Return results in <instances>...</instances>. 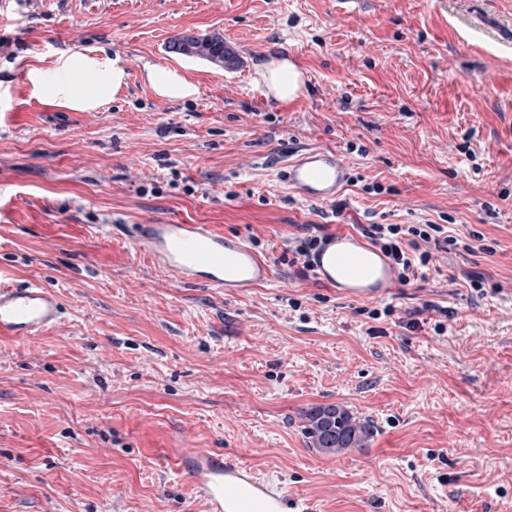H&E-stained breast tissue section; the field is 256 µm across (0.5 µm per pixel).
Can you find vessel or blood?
<instances>
[{"mask_svg": "<svg viewBox=\"0 0 512 512\" xmlns=\"http://www.w3.org/2000/svg\"><path fill=\"white\" fill-rule=\"evenodd\" d=\"M288 189L313 202L335 200L350 179L336 152L301 150L283 166ZM151 266L181 285L201 284L240 293L272 278L270 262L240 236L230 237L208 224L175 221L138 224ZM318 281L356 300L392 293L398 278L393 262L368 240L348 232L331 234L311 260ZM58 294L38 283H0V340L30 341L60 320ZM176 466L205 503L206 512H288L287 489L257 477L244 463L206 448L182 449Z\"/></svg>", "mask_w": 512, "mask_h": 512, "instance_id": "b4317fda", "label": "vessel or blood"}]
</instances>
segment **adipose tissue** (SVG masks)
<instances>
[{
    "label": "adipose tissue",
    "instance_id": "adipose-tissue-1",
    "mask_svg": "<svg viewBox=\"0 0 512 512\" xmlns=\"http://www.w3.org/2000/svg\"><path fill=\"white\" fill-rule=\"evenodd\" d=\"M145 79L161 98L193 97L198 88L177 70L160 65L144 68ZM26 78L32 94L45 104L72 112H93L112 102L126 86L128 72L120 59L100 47L57 53L49 65H31Z\"/></svg>",
    "mask_w": 512,
    "mask_h": 512
}]
</instances>
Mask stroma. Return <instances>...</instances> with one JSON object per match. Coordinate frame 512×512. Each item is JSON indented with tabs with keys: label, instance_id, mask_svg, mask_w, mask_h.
I'll list each match as a JSON object with an SVG mask.
<instances>
[{
	"label": "stroma",
	"instance_id": "1",
	"mask_svg": "<svg viewBox=\"0 0 512 512\" xmlns=\"http://www.w3.org/2000/svg\"><path fill=\"white\" fill-rule=\"evenodd\" d=\"M7 5L0 281L54 289L63 313L0 341V512H203L168 464L188 446L285 486L295 512H512V0ZM185 32L223 36L237 65L170 52ZM87 46L127 67L112 103L31 96L27 65ZM285 52L307 82L267 100L257 64ZM148 63L198 94L156 96ZM304 146L347 165L340 215L279 180ZM450 220L475 252H435L436 273L381 300L345 298L288 250L312 224ZM156 221L244 237L271 282L177 285L131 238ZM326 403L372 421L368 447L310 448L301 412Z\"/></svg>",
	"mask_w": 512,
	"mask_h": 512
}]
</instances>
